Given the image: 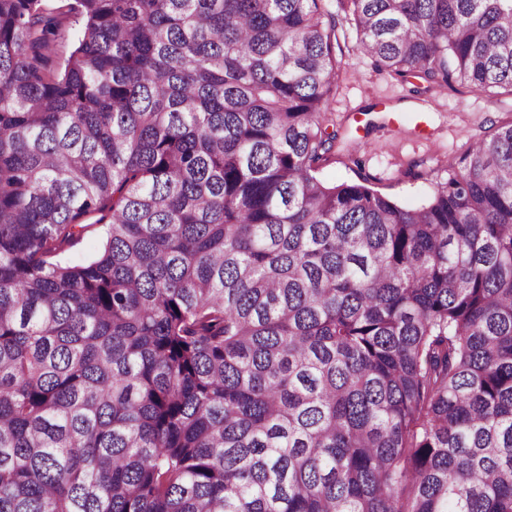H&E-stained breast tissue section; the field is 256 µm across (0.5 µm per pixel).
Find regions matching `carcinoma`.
I'll return each mask as SVG.
<instances>
[{
    "instance_id": "cac0c4a2",
    "label": "carcinoma",
    "mask_w": 512,
    "mask_h": 512,
    "mask_svg": "<svg viewBox=\"0 0 512 512\" xmlns=\"http://www.w3.org/2000/svg\"><path fill=\"white\" fill-rule=\"evenodd\" d=\"M344 3L512 89V0ZM68 10L0 0V512H512V124L412 207L318 177L324 0ZM62 27L67 30L66 40L55 46V58L61 63L71 52L74 46L75 37L79 28L76 16L71 13L60 17ZM104 229L103 224H94L85 229L82 236L72 246L66 248L62 255L63 259L77 263L92 257L99 248Z\"/></svg>"
}]
</instances>
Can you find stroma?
Listing matches in <instances>:
<instances>
[{
    "instance_id": "1",
    "label": "stroma",
    "mask_w": 512,
    "mask_h": 512,
    "mask_svg": "<svg viewBox=\"0 0 512 512\" xmlns=\"http://www.w3.org/2000/svg\"><path fill=\"white\" fill-rule=\"evenodd\" d=\"M344 50V71L331 108L337 134L322 179L340 183L368 177L382 195L409 205L424 204L434 183L448 177V161L497 127L512 123V92L468 87L414 93L404 82L376 70L357 48L351 13L327 0Z\"/></svg>"
}]
</instances>
